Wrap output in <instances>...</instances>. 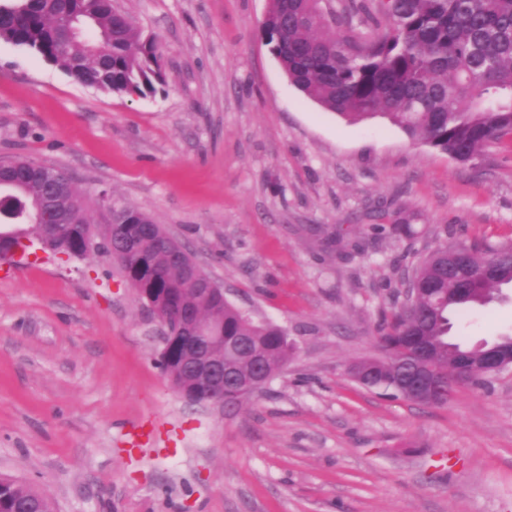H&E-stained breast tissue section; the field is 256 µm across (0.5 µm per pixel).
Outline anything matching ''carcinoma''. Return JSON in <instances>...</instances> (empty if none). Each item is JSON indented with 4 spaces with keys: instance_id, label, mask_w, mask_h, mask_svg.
I'll use <instances>...</instances> for the list:
<instances>
[{
    "instance_id": "carcinoma-1",
    "label": "carcinoma",
    "mask_w": 512,
    "mask_h": 512,
    "mask_svg": "<svg viewBox=\"0 0 512 512\" xmlns=\"http://www.w3.org/2000/svg\"><path fill=\"white\" fill-rule=\"evenodd\" d=\"M324 0H270L260 34L289 80L323 108L350 120L382 116L405 134L459 163L490 142L512 138V0H345L342 13L352 35L336 36V11ZM371 29L364 35L359 29ZM0 41L33 52L78 82L112 93L145 96L166 82L158 46L145 38L111 0H0ZM26 160L0 168V188H23L5 201L0 217L37 204L49 224L26 223L11 242L29 255L39 248L74 257L58 225L94 223L71 181L53 188L27 173ZM135 224L148 228L138 240L147 287L162 309L191 308L207 321L224 317L228 341L247 340L232 365L250 370L256 360L277 374L294 342L281 327L256 323L243 310L205 301L187 286L188 269L157 248L160 225L127 206ZM512 285V243L443 245L416 267L410 302L380 328L376 370L362 384L384 386L409 397L406 375L419 351L431 368L433 404L446 405L457 387L448 376L460 369L474 382L479 345L448 340L450 315L486 305ZM33 502L35 512H54L51 498L15 479L0 478V512Z\"/></svg>"
}]
</instances>
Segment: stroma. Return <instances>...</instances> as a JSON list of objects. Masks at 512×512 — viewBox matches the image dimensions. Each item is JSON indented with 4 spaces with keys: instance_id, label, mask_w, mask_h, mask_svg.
<instances>
[{
    "instance_id": "obj_1",
    "label": "stroma",
    "mask_w": 512,
    "mask_h": 512,
    "mask_svg": "<svg viewBox=\"0 0 512 512\" xmlns=\"http://www.w3.org/2000/svg\"><path fill=\"white\" fill-rule=\"evenodd\" d=\"M166 83L119 95L0 41V158L148 214L295 349L230 406L177 396L163 329L104 252H36L0 276V475L55 512H512V373L448 404L367 388L384 317L439 245L512 242V140L462 164L386 118L351 123L290 83L269 0H117ZM410 224L392 235L396 216ZM363 243L346 258L316 230ZM450 340L512 334V288Z\"/></svg>"
}]
</instances>
